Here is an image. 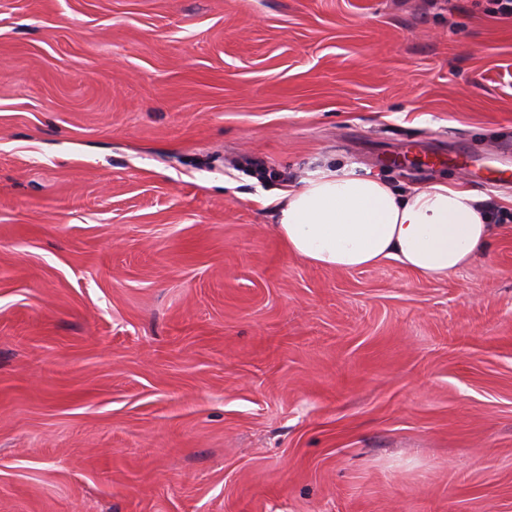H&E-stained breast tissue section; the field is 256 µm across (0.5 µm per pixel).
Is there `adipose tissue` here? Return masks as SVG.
Segmentation results:
<instances>
[{
  "label": "adipose tissue",
  "mask_w": 512,
  "mask_h": 512,
  "mask_svg": "<svg viewBox=\"0 0 512 512\" xmlns=\"http://www.w3.org/2000/svg\"><path fill=\"white\" fill-rule=\"evenodd\" d=\"M491 211L475 191L436 182L403 192L353 164L309 172L276 208L289 253L316 266L350 271L394 260L432 279L483 253Z\"/></svg>",
  "instance_id": "1"
}]
</instances>
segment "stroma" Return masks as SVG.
I'll use <instances>...</instances> for the list:
<instances>
[{
    "instance_id": "1",
    "label": "stroma",
    "mask_w": 512,
    "mask_h": 512,
    "mask_svg": "<svg viewBox=\"0 0 512 512\" xmlns=\"http://www.w3.org/2000/svg\"><path fill=\"white\" fill-rule=\"evenodd\" d=\"M0 0V512H512V19ZM402 155L392 163V155ZM325 163L489 196L445 279L291 255Z\"/></svg>"
}]
</instances>
